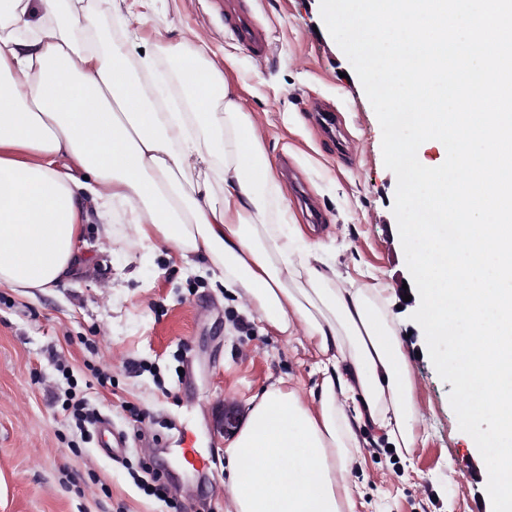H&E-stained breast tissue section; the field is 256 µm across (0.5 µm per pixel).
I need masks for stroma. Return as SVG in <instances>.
<instances>
[{"mask_svg":"<svg viewBox=\"0 0 512 512\" xmlns=\"http://www.w3.org/2000/svg\"><path fill=\"white\" fill-rule=\"evenodd\" d=\"M272 41L270 54L239 45L224 23V0H156L150 42L183 100L179 70L165 51L190 50L194 34L223 54L261 124L284 187L289 218L322 241L357 287L386 291L398 322L422 413L410 452L357 427L362 460L347 475L357 512H492L483 459L458 426L451 383L438 375L422 328L411 319L417 290L392 206L396 177L383 161L382 131L363 86L326 29L320 0H244ZM336 128L326 134L314 109ZM79 261L55 287L28 296L0 286V512H225L233 439L225 402L246 423L252 398L271 384L309 393L322 375L307 336L284 337L252 318L204 270L164 251L111 247L91 220ZM86 397L138 446L102 453L83 441L65 409ZM184 448L203 463L185 466ZM163 475L156 490L143 461Z\"/></svg>","mask_w":512,"mask_h":512,"instance_id":"stroma-1","label":"stroma"}]
</instances>
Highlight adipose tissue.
<instances>
[{
	"instance_id": "ef3b65f1",
	"label": "adipose tissue",
	"mask_w": 512,
	"mask_h": 512,
	"mask_svg": "<svg viewBox=\"0 0 512 512\" xmlns=\"http://www.w3.org/2000/svg\"><path fill=\"white\" fill-rule=\"evenodd\" d=\"M154 3L117 7L108 41L86 0L64 15L54 0H0V286H55L93 217L104 240L118 220L123 246L206 258L268 328L304 332L323 374L307 396L272 385L253 397L225 450L228 512H356L355 425L410 449L421 419L384 291L349 284L289 227L262 131L206 37L179 57L191 111H161L156 82L132 80Z\"/></svg>"
}]
</instances>
